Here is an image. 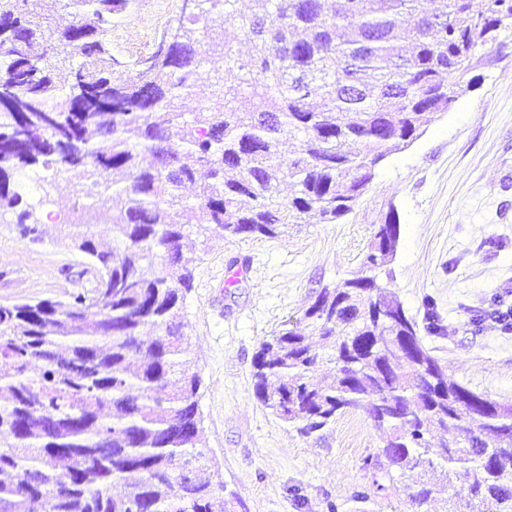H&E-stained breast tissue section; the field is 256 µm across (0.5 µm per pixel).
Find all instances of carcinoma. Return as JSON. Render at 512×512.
<instances>
[{"instance_id":"1","label":"carcinoma","mask_w":512,"mask_h":512,"mask_svg":"<svg viewBox=\"0 0 512 512\" xmlns=\"http://www.w3.org/2000/svg\"><path fill=\"white\" fill-rule=\"evenodd\" d=\"M39 0H0V209L42 239L13 183L45 169L90 185L64 238L89 286L62 298L0 302V512H232L204 451L201 378L184 358L182 312L193 258L188 224L223 238H275L317 216L355 211L379 164L448 111L475 52L512 28V0H192L157 49L123 76L112 22L129 0H68L46 34ZM219 14L249 44L204 48L197 24ZM79 58L67 72L51 57ZM68 93L59 98V83ZM211 101L186 119V96ZM298 141L285 158L284 138ZM288 199L279 197L283 183ZM198 188L195 200L182 195ZM109 226L106 247L89 230ZM401 224L378 225L362 269L322 288L295 325L263 338L256 399L303 436L363 412L389 431L363 468L440 474L444 512H512V403L449 379L389 284ZM163 256L170 273L145 267ZM329 348L320 355L309 338ZM334 365L331 380L313 373ZM453 431L435 444L427 426ZM464 478L463 491L454 480ZM423 482L412 506L428 503ZM466 510H460L459 501Z\"/></svg>"}]
</instances>
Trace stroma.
Returning <instances> with one entry per match:
<instances>
[{
  "mask_svg": "<svg viewBox=\"0 0 512 512\" xmlns=\"http://www.w3.org/2000/svg\"><path fill=\"white\" fill-rule=\"evenodd\" d=\"M182 0H130L112 26V53L132 74L181 15ZM472 83L453 108L390 154L355 212L340 224H295L276 238L218 237L192 224L185 235L194 280L183 313L201 377L199 413L206 452L237 512H412L418 478L372 489L364 458L385 430L348 414L304 437L253 392V357L263 338L296 322L321 288L361 266L378 224L396 213L401 237L391 287L408 314L432 298L445 333L424 343L449 378L512 402V332L486 321L490 299L512 302V29L478 50ZM56 219L42 242L20 238L0 216V301L61 297L83 257L65 245L60 218L72 209L70 179L49 188ZM247 274L225 287L227 272ZM367 499H359V492Z\"/></svg>",
  "mask_w": 512,
  "mask_h": 512,
  "instance_id": "stroma-1",
  "label": "stroma"
}]
</instances>
